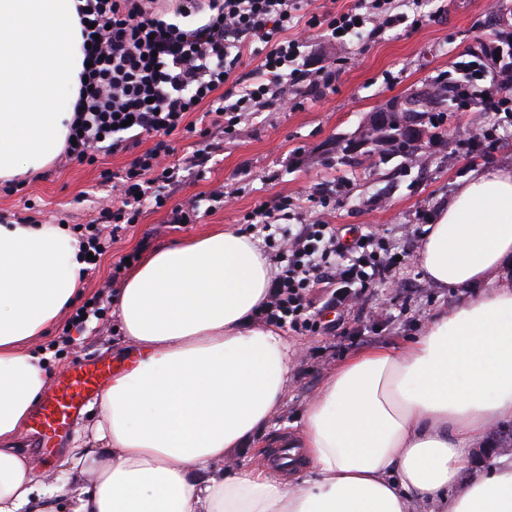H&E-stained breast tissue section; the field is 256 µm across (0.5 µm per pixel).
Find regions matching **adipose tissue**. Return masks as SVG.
<instances>
[{"mask_svg":"<svg viewBox=\"0 0 512 512\" xmlns=\"http://www.w3.org/2000/svg\"><path fill=\"white\" fill-rule=\"evenodd\" d=\"M76 4L0 0V180L38 174L65 145L84 60ZM417 260L458 303L329 374L299 434L276 441L297 451L288 481L230 455L278 415L297 354L260 319L268 259L224 228L151 252L114 301L133 362L69 452L65 500L16 444L51 380L23 345L82 290L79 242L0 224V512H512L511 454L462 477L488 427L512 421V164L470 171Z\"/></svg>","mask_w":512,"mask_h":512,"instance_id":"ef3b65f1","label":"adipose tissue"}]
</instances>
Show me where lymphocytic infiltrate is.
<instances>
[{"label":"lymphocytic infiltrate","instance_id":"lymphocytic-infiltrate-1","mask_svg":"<svg viewBox=\"0 0 512 512\" xmlns=\"http://www.w3.org/2000/svg\"><path fill=\"white\" fill-rule=\"evenodd\" d=\"M205 8L208 20L185 29L167 21L154 0H83L77 7L88 66L70 125L73 141L63 156L92 164L101 153L137 152L128 166L107 173L112 197L95 220L82 225L83 253L103 257L119 232L137 223L146 209L171 207L177 224L195 213V206L169 204L181 169L173 159L176 131L203 139L213 129L233 135L244 115L288 106L290 91L300 82L331 84L335 70L312 76L300 66L314 29L347 36L365 26L375 36L408 19L393 11L391 0H371L363 13L314 16L302 25L296 21V0H178L174 12L186 18ZM297 27L301 36H291ZM499 57L492 38L475 59L462 62L465 79L448 86L458 107L507 111L506 101L475 92L488 63ZM249 58L256 65L246 73L242 67ZM194 112L200 113L199 122L189 121ZM274 258L277 272L261 317L308 336L321 328L312 310L315 294H322L324 308L348 311L371 288L393 278L410 255L396 253L372 231L341 244L335 225L322 221L298 225L277 242Z\"/></svg>","mask_w":512,"mask_h":512}]
</instances>
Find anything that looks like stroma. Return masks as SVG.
Segmentation results:
<instances>
[{
    "instance_id": "35a3bbf8",
    "label": "stroma",
    "mask_w": 512,
    "mask_h": 512,
    "mask_svg": "<svg viewBox=\"0 0 512 512\" xmlns=\"http://www.w3.org/2000/svg\"><path fill=\"white\" fill-rule=\"evenodd\" d=\"M404 10L409 20L418 18V26L408 21L374 38H351L342 46L317 34L304 50V64L312 71L335 66L332 84L302 86L293 109L249 115L237 135L225 137L212 151L204 173L181 171L171 202L198 203L190 223L174 227L169 207L146 211L113 244L97 272L85 278L82 297H99L106 309L103 320L75 328L64 317L46 336L28 342L29 350L49 353L53 381L62 380L77 359L110 364L126 349L118 319L108 312L116 294L110 285L112 264L121 255L135 252L143 257L161 245L219 227L243 229L244 215L284 199L294 209L280 216V223L324 219L343 230L368 227L396 249L414 254L420 244L406 235L407 225L418 223L424 213L438 215L474 167L493 168L512 158V127L507 125L499 128L494 141L469 153L450 139L454 127L480 130L492 124L493 115L478 106L446 110L436 140L412 155L371 157L357 148L372 113L401 109L437 77L458 80L459 62L470 60L488 38L512 30V0H407ZM131 159L122 152L91 165L53 162L18 193L0 192V217L25 216L35 224L89 223L111 190L105 172L120 170ZM225 183L238 187V194L229 202L213 201L212 191ZM397 276L405 288L401 296L382 283L346 315L343 325L317 336L289 333L299 354L285 404L266 428V437L295 433L307 402L343 359L368 347L406 342L419 334L431 313L457 302L455 293L431 288L418 263L402 267ZM96 409V402H89L63 437L46 445L25 430L19 452L36 455L45 470L62 474L70 448L91 425ZM506 443H512L511 421L490 427L471 452L468 474L494 465L497 447Z\"/></svg>"
}]
</instances>
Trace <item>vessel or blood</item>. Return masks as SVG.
Masks as SVG:
<instances>
[{"label":"vessel or blood","instance_id":"b4317fda","mask_svg":"<svg viewBox=\"0 0 512 512\" xmlns=\"http://www.w3.org/2000/svg\"><path fill=\"white\" fill-rule=\"evenodd\" d=\"M104 376L102 366L83 360L73 364L65 381L49 387L34 421L35 432L42 442H49L65 430L90 397L102 391Z\"/></svg>","mask_w":512,"mask_h":512}]
</instances>
